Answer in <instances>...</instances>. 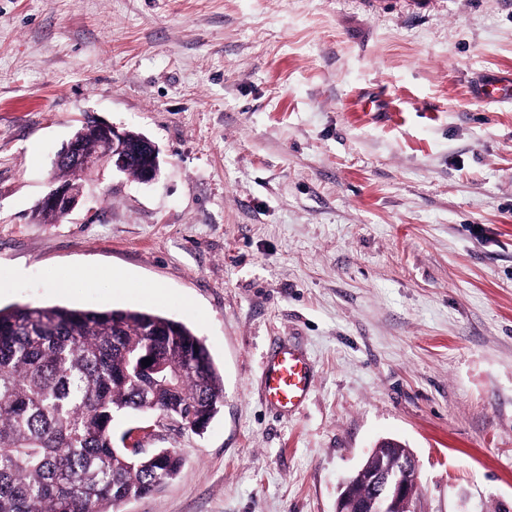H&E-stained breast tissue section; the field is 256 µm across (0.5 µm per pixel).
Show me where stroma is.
Segmentation results:
<instances>
[{
  "mask_svg": "<svg viewBox=\"0 0 512 512\" xmlns=\"http://www.w3.org/2000/svg\"><path fill=\"white\" fill-rule=\"evenodd\" d=\"M507 72L512 0H0V305L156 311L224 378L204 431L115 419L183 466L114 512H334L386 438L417 512H512V103L471 94ZM91 116L159 179L37 223ZM277 340L314 366L289 414ZM313 371L307 357L289 344L277 346L267 355L263 371V389L267 403L275 410L289 413L307 399Z\"/></svg>",
  "mask_w": 512,
  "mask_h": 512,
  "instance_id": "35a3bbf8",
  "label": "stroma"
}]
</instances>
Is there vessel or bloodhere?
<instances>
[{
  "label": "vessel or blood",
  "mask_w": 512,
  "mask_h": 512,
  "mask_svg": "<svg viewBox=\"0 0 512 512\" xmlns=\"http://www.w3.org/2000/svg\"><path fill=\"white\" fill-rule=\"evenodd\" d=\"M473 93L481 100L512 101V78L483 79L475 83ZM313 371L307 357L288 344L277 346L266 358L263 389L267 403L275 410L289 413L307 399Z\"/></svg>",
  "instance_id": "1"
}]
</instances>
